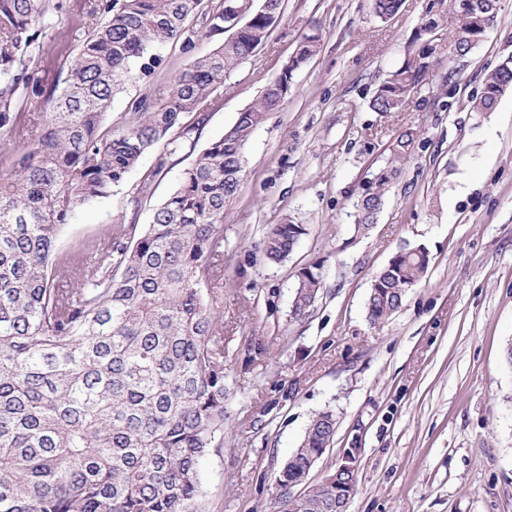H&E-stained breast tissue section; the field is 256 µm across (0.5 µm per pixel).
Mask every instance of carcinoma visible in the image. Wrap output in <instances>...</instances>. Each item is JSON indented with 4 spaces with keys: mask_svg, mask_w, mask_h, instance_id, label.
I'll return each instance as SVG.
<instances>
[{
    "mask_svg": "<svg viewBox=\"0 0 512 512\" xmlns=\"http://www.w3.org/2000/svg\"><path fill=\"white\" fill-rule=\"evenodd\" d=\"M401 0H374L383 20ZM57 0H0V512H205L203 458L224 440V322L210 284L224 256V207L241 190L244 148L277 110L294 73L317 52L307 36L261 96L223 137L202 149L149 224H112L82 251H56L75 209L112 186L175 128L220 94L224 76L268 39L282 0H261L249 23L197 56L160 103L144 95L119 130L107 109L131 64L155 72V50L181 42L191 53L204 36L224 34V3L206 0H98L102 12L67 67L61 89L41 83L33 48ZM499 0H431L420 43L377 87V112L402 110L437 66L422 39L455 32L460 59L497 20ZM512 88V62L488 72L476 112H490ZM38 112L30 136L20 101ZM416 133L404 132L355 204V228L377 220L410 158ZM305 235L276 224L263 258L281 263ZM425 247L406 245L372 280L371 323L389 319L426 275ZM317 267L297 274L293 315L314 305ZM336 417L315 415L275 477L274 512H336L357 489L347 459L318 482L310 473L333 443Z\"/></svg>",
    "mask_w": 512,
    "mask_h": 512,
    "instance_id": "1",
    "label": "carcinoma"
}]
</instances>
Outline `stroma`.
<instances>
[{"mask_svg":"<svg viewBox=\"0 0 512 512\" xmlns=\"http://www.w3.org/2000/svg\"><path fill=\"white\" fill-rule=\"evenodd\" d=\"M59 3L37 55L48 88L92 22L90 0ZM427 4L403 0L384 21L372 0H283L267 42L226 76L206 113L184 115L174 146L159 142L59 233V252L70 254L107 225L149 223L196 155L258 99L303 37L317 36V54L249 138L242 190L224 209L228 397L224 443L201 465L207 512H269L279 465L327 410L336 436L310 478L358 447L347 512H512V90L493 111L472 109L484 74L512 59V0H500L494 26L465 58L455 59L452 33L434 32L433 76L402 111H374L371 98L403 64ZM216 44L201 39L189 54L171 41L151 78L131 69L108 109L113 128L139 96L165 99L194 55ZM408 129L417 133L410 159L377 223L355 232L362 184ZM286 221L306 233L286 261H266L265 232ZM408 243L426 248L428 272L395 314L372 324L371 280ZM311 266L322 289L297 319L296 274Z\"/></svg>","mask_w":512,"mask_h":512,"instance_id":"stroma-1","label":"stroma"}]
</instances>
